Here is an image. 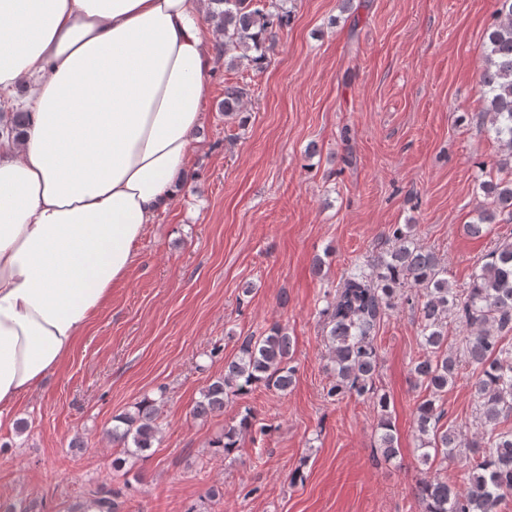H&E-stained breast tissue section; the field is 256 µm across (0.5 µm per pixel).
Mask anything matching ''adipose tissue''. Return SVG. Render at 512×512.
<instances>
[{
  "label": "adipose tissue",
  "mask_w": 512,
  "mask_h": 512,
  "mask_svg": "<svg viewBox=\"0 0 512 512\" xmlns=\"http://www.w3.org/2000/svg\"><path fill=\"white\" fill-rule=\"evenodd\" d=\"M203 0H0V411L112 300L187 183L215 69Z\"/></svg>",
  "instance_id": "ef3b65f1"
}]
</instances>
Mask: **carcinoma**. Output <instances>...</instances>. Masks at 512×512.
Returning <instances> with one entry per match:
<instances>
[{
    "label": "carcinoma",
    "mask_w": 512,
    "mask_h": 512,
    "mask_svg": "<svg viewBox=\"0 0 512 512\" xmlns=\"http://www.w3.org/2000/svg\"><path fill=\"white\" fill-rule=\"evenodd\" d=\"M206 19L224 37V53H235L231 62L247 61L257 69L267 60L266 51L277 31L290 23V12L277 0H208ZM501 7L485 34L484 63L479 76L486 101L481 120L507 152L512 164V0H499ZM248 95L241 86L226 88L224 114L237 112ZM24 110L12 113L0 124V136H10L26 125ZM493 208L480 213L479 222L465 225L470 235L480 236L500 220L512 221V178H489L479 183ZM413 224L391 225V247L379 255L368 271L352 267L332 298L319 310V317L331 354V378L326 397L336 401L348 395L374 397L386 411L387 398L375 391L379 361L374 344L376 327L393 308V299L406 283L415 292L406 304L418 311L423 355L412 361L411 373L428 391L415 410L418 432V458L431 465L437 459L464 460L461 478L466 487L441 478L421 481L415 496L424 512H499V505L512 493V427L502 424L512 418V346L505 343L512 333V240L495 247L471 275L469 286L460 292L448 284V269L431 250L419 244ZM453 313L462 328L457 350L448 348V314ZM293 341L278 324L246 336L236 356L224 363V376L208 385L194 408V415L207 417L224 412V399L243 396L262 384L284 392L292 385L295 367L291 365ZM479 370L474 397L479 406L481 437L464 438L461 430L441 421L447 411L441 394L455 383L459 363ZM157 401L145 396L134 410L115 418L110 434L121 456L112 460L120 470L130 459H143L157 441ZM254 416L246 411L238 425L224 430L211 441V447L226 455L238 447L239 438L252 430ZM379 448L390 461L399 453L398 437L388 416L379 424ZM121 494L94 495L70 508V512H122Z\"/></svg>",
    "instance_id": "1"
}]
</instances>
